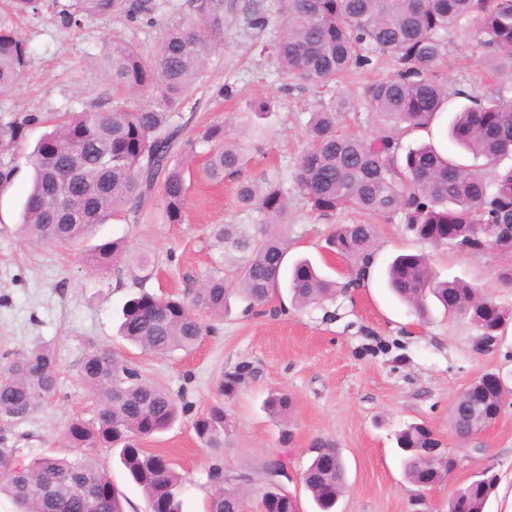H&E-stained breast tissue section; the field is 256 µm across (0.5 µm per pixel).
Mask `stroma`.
Listing matches in <instances>:
<instances>
[{
  "mask_svg": "<svg viewBox=\"0 0 512 512\" xmlns=\"http://www.w3.org/2000/svg\"><path fill=\"white\" fill-rule=\"evenodd\" d=\"M67 2L45 0L37 18L19 21L28 61L15 92L0 100V119L9 120L16 112L51 116L110 109L112 90L95 62L104 40L122 36L147 57L164 27L192 17L189 0H159L151 25L114 16L66 26L59 11ZM237 4L223 37L207 44L204 72L184 115L191 137L211 122L223 121L231 136L247 145L249 161L239 178L193 181L186 223H160L163 201L157 193L138 222L113 219L62 247L26 244L17 233L31 183L26 156L49 127L37 124L25 130L13 154V179L0 188V356L49 345L59 385L42 410L1 425L0 439L24 461L47 452L78 456V449L66 444L64 429L76 418L92 420L97 410L93 394L79 377V365L89 346H107L128 359L142 378L188 406L179 421L147 443L150 450L169 457L183 476V512L208 510L212 452L202 446L192 422L218 402L230 421L224 471L246 476V512H264L263 469L283 455L290 465L285 489L296 498L300 512H314L298 476L309 448L319 439L340 448L347 466V486L336 512H448L451 493L485 465L494 466L500 477L486 512H512V403L485 434L470 441H459L450 425L457 396L477 376L500 373L512 388V323L494 353L479 355L474 351L478 330L473 324L439 306L432 307L427 322H419L385 286L389 260L420 253L438 278L475 283L510 309L512 287L496 279L499 259L494 253L435 245L416 237L406 225L382 221L370 276L363 287L336 299L300 310L284 295L250 311L243 300L231 298L224 317L214 320L213 332L194 350L166 357L131 347L118 335L122 306L132 296L143 291L180 295L200 287L214 268L223 266L224 248L214 237L215 227L257 221L256 214L242 212L236 201L241 179L279 175L290 201L284 229L289 258L309 257L337 282L349 278L348 263L328 250L326 238L336 225L363 221V214H315L298 194L292 174L306 147L311 111L332 96L344 94L353 101L341 119L343 132L367 139L379 133L363 91L369 82L390 76L395 65L376 55L369 66L350 70L322 88L285 77L263 51L280 36L278 0ZM255 10L267 16L265 27L252 25ZM447 41L437 71L449 88L512 98L511 72H487L456 31H449ZM262 101L270 104V112L252 125L242 124L243 113ZM117 238L125 239L132 264L86 266V249ZM139 257L148 259L147 268L136 266ZM241 363L254 369V377L235 396L222 399L218 385L224 372ZM273 390L285 391L292 399L287 421L263 408ZM409 423L431 428L457 460L444 482L425 491L408 481L396 451L394 434ZM285 431L291 440L284 445L280 437Z\"/></svg>",
  "mask_w": 512,
  "mask_h": 512,
  "instance_id": "35a3bbf8",
  "label": "stroma"
}]
</instances>
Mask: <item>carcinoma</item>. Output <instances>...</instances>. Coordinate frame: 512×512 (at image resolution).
Listing matches in <instances>:
<instances>
[{"label":"carcinoma","mask_w":512,"mask_h":512,"mask_svg":"<svg viewBox=\"0 0 512 512\" xmlns=\"http://www.w3.org/2000/svg\"><path fill=\"white\" fill-rule=\"evenodd\" d=\"M195 25L165 29L150 57L113 36L99 57V68L112 93L152 92L149 105L135 109L121 104L107 111L72 112L45 134L28 156L32 169L29 193L21 212L20 232L29 243L64 245L84 238L110 219L138 213L161 183L162 220L182 224L188 210L189 184L195 175L221 180L240 173L244 149L215 123L195 140L183 136V108L201 76L208 37L224 33L226 0H190ZM43 0H0V98L15 91L27 65L28 51L16 32V20L35 18ZM157 5L140 0H70L62 10L66 25L89 16H125L147 23ZM281 37L263 47L283 73L311 85H324L370 56L392 59L396 73L366 86L364 99L382 134L360 139L341 134L338 124L351 103L331 100L311 113L308 147L293 174L298 192L311 211L330 216L356 210L387 221L395 217L417 237L474 253L493 244L502 260L498 280L512 284V99L502 95L478 98L463 90L455 95L468 104L455 112L449 137L472 156L464 164L430 144L402 150L401 134L428 127L448 100V85L435 72L447 52L448 30L466 31L474 23L471 43L476 61L491 71L512 70V0H279ZM41 121L37 113H16L0 120V154L11 152L23 130ZM210 146L204 161L193 165L198 144ZM243 211L258 214L260 225L224 224L216 229L224 257L237 261L235 288L215 270L200 288L183 298L142 293L122 308L120 335L144 352L165 356L190 351L210 332L193 313L200 309L224 315L230 291L255 308L266 304L286 284L292 301L305 308L320 304L364 279L372 266L377 226L370 222L339 224L326 239L328 249L347 259L352 278L339 285L308 258L285 267L288 238L278 226L288 223V196L281 181L262 176L237 189ZM126 251L114 239L90 249V268L108 266ZM393 295L420 319L429 314V298L450 314L468 319L481 335L512 320L482 288L462 279L439 280L422 254H399L386 270ZM81 380L98 401L91 422L71 421L70 444L82 450L74 459L44 454L22 464L15 449L0 448V494L16 512H88L72 489L81 478L96 494L97 512H125L126 498L112 477L96 464L101 448L117 455L131 481L141 488L149 512H182V476L170 460L146 451L143 441L171 427L187 411L160 387L145 381L129 361L109 348H89L80 363ZM248 365L224 373L219 392L234 396L251 376ZM58 387L53 351L36 346L4 356L0 364V419H23L41 410ZM269 415L285 419L292 408L288 394L274 390L265 399ZM200 442L217 452L224 447L228 420L215 404L193 421ZM406 477L420 486L426 471L437 481L448 478L454 457L429 454L439 446L430 429L410 423L395 433ZM302 471V483L318 512H334L336 487L346 482L341 453L319 441ZM207 477L215 486L209 512H238L242 489L225 477L220 458ZM498 476L482 472L448 499V512H486Z\"/></svg>","instance_id":"carcinoma-1"}]
</instances>
